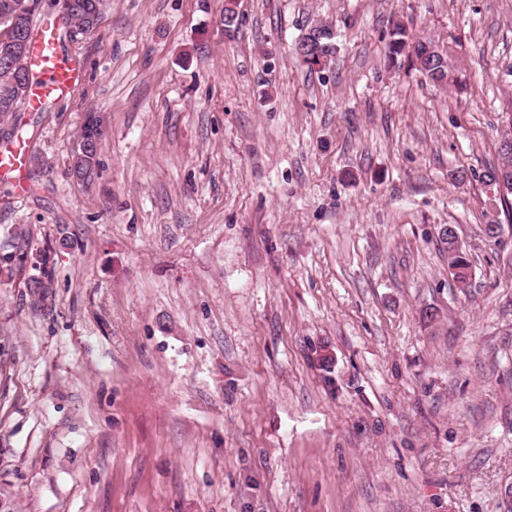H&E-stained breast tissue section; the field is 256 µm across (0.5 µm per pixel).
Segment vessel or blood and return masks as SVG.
<instances>
[{
	"instance_id": "b4317fda",
	"label": "vessel or blood",
	"mask_w": 512,
	"mask_h": 512,
	"mask_svg": "<svg viewBox=\"0 0 512 512\" xmlns=\"http://www.w3.org/2000/svg\"><path fill=\"white\" fill-rule=\"evenodd\" d=\"M30 107L37 108L63 95L78 79L76 65L62 53L57 23L45 20L38 27L30 52ZM27 160L26 148L17 142L0 148V170L22 169Z\"/></svg>"
}]
</instances>
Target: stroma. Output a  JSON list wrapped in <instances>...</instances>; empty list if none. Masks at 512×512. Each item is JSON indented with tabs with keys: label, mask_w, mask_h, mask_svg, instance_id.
I'll use <instances>...</instances> for the list:
<instances>
[{
	"label": "stroma",
	"mask_w": 512,
	"mask_h": 512,
	"mask_svg": "<svg viewBox=\"0 0 512 512\" xmlns=\"http://www.w3.org/2000/svg\"><path fill=\"white\" fill-rule=\"evenodd\" d=\"M223 12L107 0L61 41L66 95L0 122L28 152L0 248L24 228L53 270L0 275V512H507L512 0ZM318 19L337 54L312 71ZM399 20L444 46L447 87L389 62ZM98 4V12L92 13L88 11L84 2H92V0H72L74 3V20L76 23V31L69 30L70 36L77 37L92 32L99 24L101 15L106 3L103 0H95ZM332 30L333 29L326 28L324 31L325 34H323L320 37V40H318L312 35L311 29H309L299 41L296 52L309 69L313 70L307 57H314L316 62H318V57L323 58L328 64L333 62L337 50L336 36L330 37ZM300 44H303V48L306 49L304 52L301 51ZM318 45H320V47H318ZM98 143L91 145L88 149H81L75 155L70 165V173L77 179L83 180V183L91 182L97 175L99 161H98Z\"/></svg>",
	"instance_id": "1"
}]
</instances>
